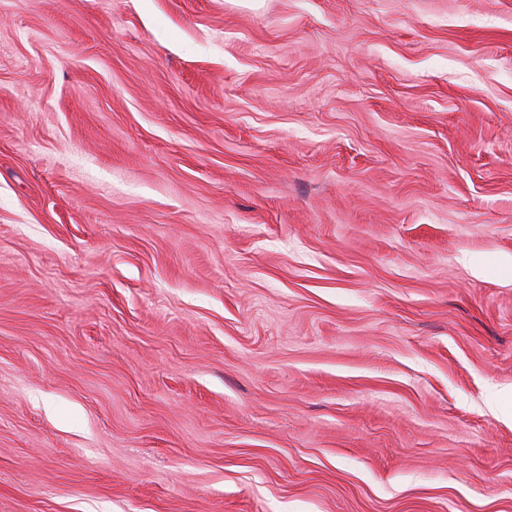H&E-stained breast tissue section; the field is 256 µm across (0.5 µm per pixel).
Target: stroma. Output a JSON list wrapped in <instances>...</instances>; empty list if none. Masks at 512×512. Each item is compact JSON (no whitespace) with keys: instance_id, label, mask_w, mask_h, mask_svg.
I'll return each mask as SVG.
<instances>
[{"instance_id":"obj_1","label":"stroma","mask_w":512,"mask_h":512,"mask_svg":"<svg viewBox=\"0 0 512 512\" xmlns=\"http://www.w3.org/2000/svg\"><path fill=\"white\" fill-rule=\"evenodd\" d=\"M0 512H512V0H0Z\"/></svg>"}]
</instances>
